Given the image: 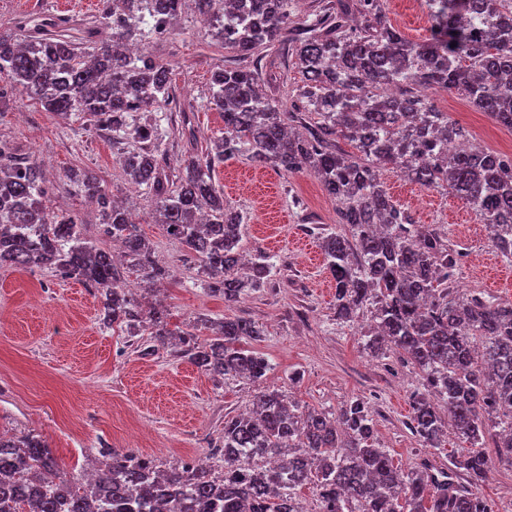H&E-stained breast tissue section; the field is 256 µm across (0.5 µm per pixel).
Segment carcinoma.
I'll return each mask as SVG.
<instances>
[{
  "label": "carcinoma",
  "mask_w": 512,
  "mask_h": 512,
  "mask_svg": "<svg viewBox=\"0 0 512 512\" xmlns=\"http://www.w3.org/2000/svg\"><path fill=\"white\" fill-rule=\"evenodd\" d=\"M212 35L239 54L281 46L304 78L302 107L283 108L260 84L258 67L215 71L212 103L224 114V137L192 156L172 180L158 147L120 154L128 179L149 191L155 223L165 226L200 263L209 291L233 305L264 287L270 256H249L241 272L244 217L224 203L214 173L224 160L247 154L286 173L313 170L336 200L337 224L323 238L325 265L336 285V320L352 322L368 309L372 325L363 349L410 360L424 392L412 400L411 429L428 448L441 447L445 424L470 444L453 469L428 464L403 470L375 436L374 414L362 399L337 416L301 412L275 390L254 395L252 409L224 419V436L208 461H182L164 470L133 451L108 449L91 482L69 476L38 436L0 435V512H303L311 485L319 512H489L486 501L455 483H476L487 464L483 437L498 429L499 458L512 463V301L467 294L455 286L463 252L438 231L415 222L396 204L380 171L389 168L428 189L465 201L488 225L492 246L512 258V155L466 146L470 133L432 104L444 89L512 130V0H425L431 36L401 35L385 0H330L293 26L291 0H193ZM110 38L86 52L73 29L33 23L24 39L0 29V80L47 112L82 115L128 135L134 112L158 113L134 135L156 141L172 120L171 69L127 44L153 39L147 18L171 24L187 0H102ZM353 144L349 153L340 141ZM65 183L102 207L104 233L121 243L117 260L86 238L82 225L45 204L40 165L0 141V267L50 268L96 292L102 321L146 332L156 348L179 354L215 377L262 380L268 362L243 346L263 336L236 317L204 320L211 339L168 328L167 314L144 308L123 288V270L152 287L167 271L123 206L112 204L97 174L70 170ZM447 408L443 418L436 401Z\"/></svg>",
  "instance_id": "obj_1"
}]
</instances>
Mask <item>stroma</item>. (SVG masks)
I'll return each mask as SVG.
<instances>
[{
	"mask_svg": "<svg viewBox=\"0 0 512 512\" xmlns=\"http://www.w3.org/2000/svg\"><path fill=\"white\" fill-rule=\"evenodd\" d=\"M55 0H0V27L19 28L23 18L57 17ZM386 16L406 38L421 42L431 22L422 0H388ZM148 53L172 70L175 95L188 112L191 129L167 126L160 145L168 173L177 174L190 156L224 134V118L210 101L213 73L235 58L208 25L182 13L168 41L147 43ZM435 107L465 126L486 149L512 154V130L464 100L436 89ZM34 158L54 162L49 207L75 215L84 235L111 250L99 233L102 213L84 195L62 182L66 171L90 169L111 198L125 202L156 260L171 277L163 306L170 327L194 330L199 342L210 332L196 319L244 317L263 335L252 345L270 370L262 385L213 378L159 349L141 357L137 338L100 324L99 305L84 284L47 269L0 268V433H34L70 473L99 463L100 449L131 450L169 467L188 459H209L214 473L222 463L209 452L224 432L227 417L249 409L258 387L278 389L300 410L337 414L350 399L368 402L379 442L395 464L411 469L430 462L448 469L466 445L448 432L441 447L427 448L410 429L411 398L422 380L399 355L376 358L362 347L364 321L341 323L335 314V282L320 253L324 234L337 231L336 203L321 181L304 170L287 174L239 155L215 171L224 200L245 217L243 250L275 256L267 287L226 305L211 293L199 263L157 224L144 188L125 176L110 137L86 119L61 118L40 106L7 96L0 103V140ZM396 204L417 223L446 235L464 254L460 289L512 298V259L491 245L489 230L460 199L430 191L392 171L382 174ZM494 435H486L489 468L472 490L493 512H512V463L500 460Z\"/></svg>",
	"mask_w": 512,
	"mask_h": 512,
	"instance_id": "stroma-1",
	"label": "stroma"
}]
</instances>
